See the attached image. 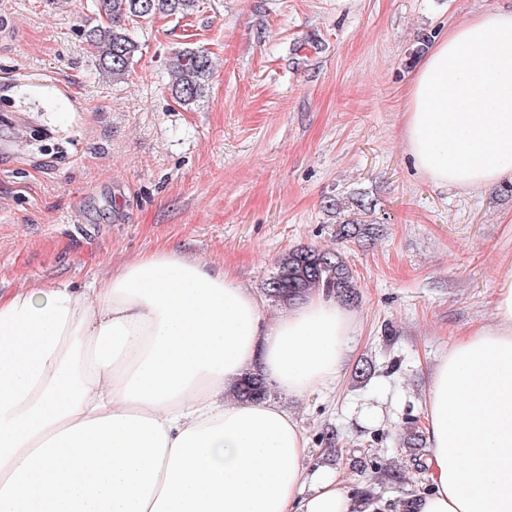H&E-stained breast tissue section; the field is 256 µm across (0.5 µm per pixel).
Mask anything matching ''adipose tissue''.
Instances as JSON below:
<instances>
[{"label":"adipose tissue","mask_w":512,"mask_h":512,"mask_svg":"<svg viewBox=\"0 0 512 512\" xmlns=\"http://www.w3.org/2000/svg\"><path fill=\"white\" fill-rule=\"evenodd\" d=\"M431 182L512 178V9L448 32L408 90ZM496 323L453 343L426 391L430 489L414 512H512V268ZM356 316L321 293L268 318L233 273L162 248L88 288L0 294V512H386L306 473L303 429L235 399L253 368L295 398L335 383Z\"/></svg>","instance_id":"ef3b65f1"}]
</instances>
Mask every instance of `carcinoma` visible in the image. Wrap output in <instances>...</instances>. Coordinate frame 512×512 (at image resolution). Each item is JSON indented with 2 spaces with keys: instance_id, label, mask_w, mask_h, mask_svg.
<instances>
[{
  "instance_id": "cac0c4a2",
  "label": "carcinoma",
  "mask_w": 512,
  "mask_h": 512,
  "mask_svg": "<svg viewBox=\"0 0 512 512\" xmlns=\"http://www.w3.org/2000/svg\"><path fill=\"white\" fill-rule=\"evenodd\" d=\"M199 0H93V15L99 22L84 29L85 41L97 61L101 75L115 81L125 77L134 62L140 45L135 37L134 23L156 16L192 14ZM212 70L208 53L185 48L175 54L170 66L171 92L176 102L190 106L201 98L205 81ZM325 208L340 216L335 236L338 240L367 245L382 231L373 219L374 203L358 193L346 198H330ZM265 295L272 303L288 307L306 295L318 291L337 301L349 304L357 299V284L343 260L332 249L298 247L279 257L273 275L263 283ZM235 395L241 400L261 402L270 395V387L257 371L240 379ZM419 430L412 427L402 438V447L416 467H424L416 449L422 447Z\"/></svg>"
}]
</instances>
